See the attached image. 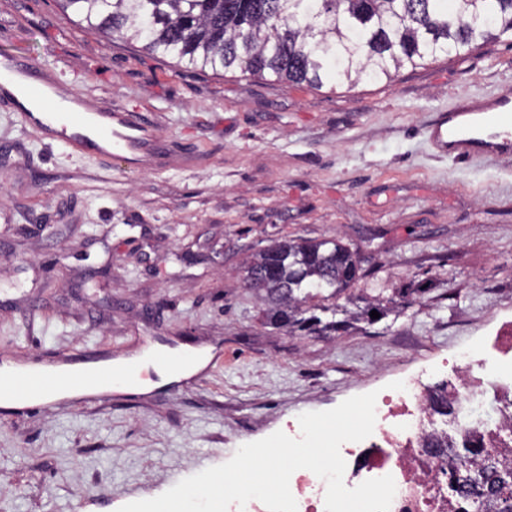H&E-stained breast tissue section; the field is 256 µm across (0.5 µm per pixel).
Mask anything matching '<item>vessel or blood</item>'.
I'll return each mask as SVG.
<instances>
[{
	"label": "vessel or blood",
	"instance_id": "1",
	"mask_svg": "<svg viewBox=\"0 0 512 512\" xmlns=\"http://www.w3.org/2000/svg\"><path fill=\"white\" fill-rule=\"evenodd\" d=\"M42 72L24 57H0V109L13 113L23 129L63 143L71 154L102 161L117 156L135 168L158 169L178 157L174 143L158 136L138 113L116 104L86 109L78 88L59 95ZM430 137L438 150L459 160L483 152L511 155L512 101L499 99L482 111L440 113ZM50 379V373L33 369L0 380L7 394L18 396Z\"/></svg>",
	"mask_w": 512,
	"mask_h": 512
}]
</instances>
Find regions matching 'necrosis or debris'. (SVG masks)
<instances>
[{"mask_svg":"<svg viewBox=\"0 0 512 512\" xmlns=\"http://www.w3.org/2000/svg\"><path fill=\"white\" fill-rule=\"evenodd\" d=\"M446 376L447 394L462 420H469L483 399L493 397L500 413L497 424L512 422V321L476 345L451 357L401 374L380 388L376 423L368 438L340 448L346 462L344 483L353 488L365 480L392 476L395 494L390 512H457L458 496L448 489V459L424 448L432 432L430 379ZM297 512H325V481L307 469L289 482Z\"/></svg>","mask_w":512,"mask_h":512,"instance_id":"necrosis-or-debris-1","label":"necrosis or debris"}]
</instances>
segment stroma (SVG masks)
Returning a JSON list of instances; mask_svg holds the SVG:
<instances>
[{"label":"stroma","instance_id":"1","mask_svg":"<svg viewBox=\"0 0 512 512\" xmlns=\"http://www.w3.org/2000/svg\"><path fill=\"white\" fill-rule=\"evenodd\" d=\"M117 103L195 155L159 172L78 159L0 112V365L218 348L194 383L0 408V512H118L223 464L238 435L335 408L512 319V158L429 139L464 99L512 98V38L390 83L319 89L184 69L57 0H0V55ZM296 238L356 248L397 319L333 336L263 324L238 268Z\"/></svg>","mask_w":512,"mask_h":512}]
</instances>
